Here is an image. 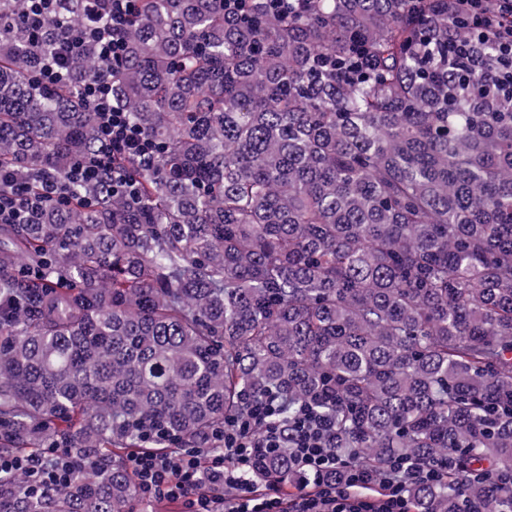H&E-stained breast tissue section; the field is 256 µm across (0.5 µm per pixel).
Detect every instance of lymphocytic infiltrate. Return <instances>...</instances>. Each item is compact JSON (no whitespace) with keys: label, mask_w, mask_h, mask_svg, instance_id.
Listing matches in <instances>:
<instances>
[{"label":"lymphocytic infiltrate","mask_w":512,"mask_h":512,"mask_svg":"<svg viewBox=\"0 0 512 512\" xmlns=\"http://www.w3.org/2000/svg\"><path fill=\"white\" fill-rule=\"evenodd\" d=\"M138 0H88V19L75 38L65 40L40 69L47 85L66 82V61L80 42L94 43L100 60L112 64L126 51L124 33ZM82 97L92 111L99 148L72 165L66 181L98 180L112 171L113 193L133 198L137 186L126 168L116 165L123 155L150 162L153 150L127 112L114 105L108 79L84 85ZM61 182L47 179L38 194H29L11 172L0 171V224H21L42 202L58 197ZM280 400L276 394L245 402L224 422L216 448H172L159 454L130 449L125 466L143 499L185 501L190 512H409L405 487L421 480L439 483L452 469L451 461L433 468L416 467L397 456L373 472L336 453L332 446L336 423L306 404L291 422L274 423ZM288 453L293 468L305 479L294 490L272 482L258 488L259 464L266 457ZM0 474L25 476L33 494L45 495L70 485L76 474L65 449L51 448L28 455L0 453Z\"/></svg>","instance_id":"f902f5d3"}]
</instances>
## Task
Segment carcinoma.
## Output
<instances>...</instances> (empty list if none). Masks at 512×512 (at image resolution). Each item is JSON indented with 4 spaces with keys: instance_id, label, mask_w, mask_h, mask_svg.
<instances>
[{
    "instance_id": "carcinoma-1",
    "label": "carcinoma",
    "mask_w": 512,
    "mask_h": 512,
    "mask_svg": "<svg viewBox=\"0 0 512 512\" xmlns=\"http://www.w3.org/2000/svg\"><path fill=\"white\" fill-rule=\"evenodd\" d=\"M301 2L139 0L119 63L89 46L46 87L72 31L0 0V167L36 193L93 154L100 77L154 148L126 163L134 199L105 173L0 224V448H215L245 400L278 393L287 423L330 386L336 447L366 468L454 453L412 512H512V103L448 69L459 0ZM285 477L287 456L264 464ZM1 490L3 512L137 496L115 460Z\"/></svg>"
}]
</instances>
